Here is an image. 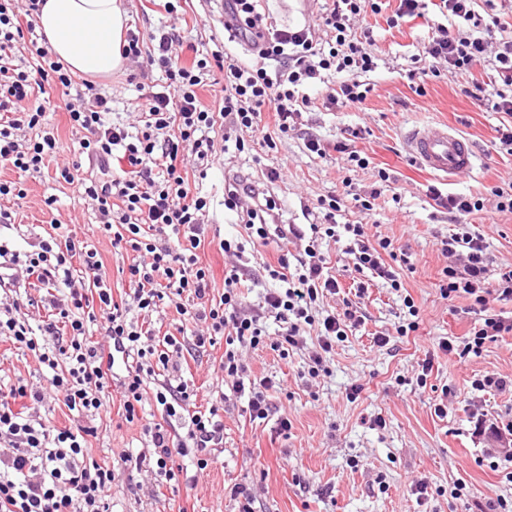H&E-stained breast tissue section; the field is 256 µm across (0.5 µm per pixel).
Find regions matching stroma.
<instances>
[{"mask_svg":"<svg viewBox=\"0 0 512 512\" xmlns=\"http://www.w3.org/2000/svg\"><path fill=\"white\" fill-rule=\"evenodd\" d=\"M126 4L131 28L141 35L171 24L182 29L184 63L215 50L246 63L254 60L247 45L225 36L222 0H184L174 16L154 0H126ZM260 10L277 24L310 25L321 40L330 37L320 19V0H262ZM366 22L374 31L378 66L362 76L371 88L363 110L325 109L318 100L327 87L318 85L310 92L317 103L304 113L301 132L330 143L352 138L354 149L370 160L367 169L350 168L345 155L333 150L322 157L309 154L301 132H294L257 160L247 153H227L200 186L211 199L209 234L231 237L241 227L236 211L224 206L225 174L261 184L275 200L283 223L305 226L317 221L316 214L304 210L312 199L343 193L347 179L353 192H369L378 169H389L398 179L396 190L378 199L372 231L407 253L410 268L402 273L401 290L375 280L368 282L367 290H358L363 276L355 271L345 242L322 239L320 247L329 253L332 273L342 290L320 301V309L338 308L347 301L361 315L360 324L328 355L327 372L316 378L306 373L308 356L317 342L311 330L284 357L268 349H244L253 379L269 377L280 383V391L271 395L275 415L253 422L243 410V401H230L224 409L220 464L181 478L176 488L165 489L158 497L152 493L154 479L148 474L116 480L108 492L112 512H177L179 503L189 496L197 498L200 512H242L244 500L232 492L236 486L252 490L254 512H472L475 502L512 497V481L505 477L507 463L492 467L488 441L472 434L474 413L512 419V393L480 391L473 385L486 375L512 374V332L486 343L477 356L462 358L439 350V341L445 339L462 343L480 325L482 315L472 311L467 296L446 300L440 295L442 269L447 264L441 240L452 234L453 227L426 193L427 186L434 184L451 193L484 198L483 211L473 214L470 222L472 231L482 234L489 247L493 260L489 279H496L500 268L512 266V213L496 211L491 193L512 180V154L494 146L505 116L491 103L481 104L461 94L457 81L445 72L427 80L424 94L415 93L408 74L423 56L433 24L432 7L397 28H388L371 16ZM129 70L136 73V84L123 76L100 83L112 98L113 119L127 124L134 120L131 103L137 84L153 85L162 79L155 68L133 64ZM51 99L57 107L50 122L63 150L46 160L40 174L28 179L19 223L6 229L5 235L22 245L51 223L69 225L97 249L112 288H127V279L118 273L128 264L126 254L115 250L100 232L93 210L76 187L56 179L58 168L77 159L80 134L58 107L59 91H52ZM430 124H445L469 137L479 154L477 168L450 180L416 164L406 151L405 134L412 127ZM272 167L282 177L270 183L265 174ZM51 195L57 202L50 208L45 200ZM276 256L277 245L271 242L246 245L238 258V265L255 278L244 292L247 304L260 302L271 287L262 265ZM407 296L418 309L419 327L401 336L397 328L409 320L403 303ZM380 334L389 338L382 347L374 342ZM223 353L220 344L204 353L183 351V378L206 391L215 388L222 376ZM428 356L433 369L421 385L416 381L419 365ZM0 374L37 386L49 384L32 354L1 340ZM354 385L361 392L353 400L348 392ZM439 403L444 413H436ZM283 412L291 422L285 431L277 424ZM378 417L384 419V426H375ZM97 426L90 449L97 461L120 464L122 453L139 451L145 444L141 425L123 423L118 415L103 418ZM420 481L427 483L428 494L419 502L411 487ZM457 483L464 484L465 490L455 499L450 490Z\"/></svg>","mask_w":512,"mask_h":512,"instance_id":"35a3bbf8","label":"stroma"}]
</instances>
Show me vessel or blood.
<instances>
[{"label": "vessel or blood", "instance_id": "vessel-or-blood-1", "mask_svg": "<svg viewBox=\"0 0 512 512\" xmlns=\"http://www.w3.org/2000/svg\"><path fill=\"white\" fill-rule=\"evenodd\" d=\"M407 150L423 168L448 178L473 170L478 155L468 138L445 126L410 129Z\"/></svg>", "mask_w": 512, "mask_h": 512}]
</instances>
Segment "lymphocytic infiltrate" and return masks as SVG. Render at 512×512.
I'll return each instance as SVG.
<instances>
[{"instance_id": "obj_1", "label": "lymphocytic infiltrate", "mask_w": 512, "mask_h": 512, "mask_svg": "<svg viewBox=\"0 0 512 512\" xmlns=\"http://www.w3.org/2000/svg\"><path fill=\"white\" fill-rule=\"evenodd\" d=\"M259 0H224L225 31L244 38L258 61L244 64L225 60L221 51L183 64L178 53L183 36L169 27L155 37L152 54L143 55L140 38L128 34L122 47L125 58H146L164 72L166 83L140 95L133 104L134 126L112 120V99L93 84L74 93L75 76L56 60L46 38L36 30L43 0H25L23 8L13 0H0V168L15 172L13 180H0V225L15 224L17 203L27 196L26 180L40 173L46 158L56 156L60 142L51 126L47 88L65 95L64 109L72 127L82 130L79 162L63 166L61 179L77 185L89 200L100 230L109 235L113 248L131 256L127 267L129 292L114 296L97 250L76 233H47L28 248L0 240V338L30 351L49 376V387L0 379V512H112L107 492L128 472H146L156 485L177 481L187 467L204 471L217 463L215 445L224 440L222 412L229 397L246 398L251 420L266 419L271 405L265 395L274 380L263 378L259 387L249 384V367L241 351L250 347L286 352L295 346L305 328L316 331L317 347L309 356L308 373L318 377L336 343L360 318L352 305L341 310L313 314L314 304L339 294L318 238L335 237L337 218L347 206H355L363 221L345 225L350 242L346 252L357 272L402 288L394 262L399 254L392 240L372 234L367 219L382 192L396 178L379 169L378 188L366 195L317 197L314 209L321 224L309 229L281 232L275 223L276 203L262 196L255 185L239 190L229 185L224 200L235 210L247 241L221 239L225 256L243 253L246 242L270 239L304 242L298 271H291L287 256H280L267 272L275 280L262 303L246 307L241 291L243 276L231 269L224 289L214 294L212 274L199 261L205 244L208 197L190 183L189 172L206 177L219 160L217 126L233 132L237 152L259 145L276 149V135L297 130L313 101L310 87L325 75L337 77V87L324 101L326 108L362 107L370 92L361 74L373 71L376 58L363 46L372 31L354 32L355 19L383 16L394 28L420 16L423 0H332L323 23L334 33L329 46H318L311 27H277L258 9ZM475 0H437L441 18L428 41L422 67L411 71L416 93L440 68L460 80L462 91L476 101L492 102L496 111L512 117V40L494 42L493 24L482 22ZM463 22L450 32L447 20ZM27 44L36 58L35 70L15 64L19 44ZM489 66L496 77L484 86L474 76ZM220 87L217 106L203 104L201 87ZM272 111L276 128L268 130L263 114ZM121 168H113V158ZM436 207L446 210L457 232L442 239L448 264L440 290L444 298L460 295L472 299L484 317L463 346L440 342L442 351L461 356L480 353L486 343L512 331V322L490 313V296L512 299V266L501 269L488 282L491 258L480 234L470 231L467 219L482 210L481 199L427 189ZM39 287L36 298H24L28 286ZM35 314L16 317L21 304ZM175 307L180 316L173 332L155 339L149 319L160 309ZM277 327L269 329L266 317ZM223 342L219 369L232 380L231 393L216 392L205 409L194 408L196 391L187 381L172 383L159 377L173 355L185 344L206 350ZM120 395L126 423H143L151 449L125 453L121 467L101 463L88 452L96 437L95 423L110 415L113 395ZM54 400L69 411L60 427L41 418L40 409ZM162 412L161 421L145 418L147 402Z\"/></svg>"}]
</instances>
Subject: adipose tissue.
<instances>
[{
    "instance_id": "obj_1",
    "label": "adipose tissue",
    "mask_w": 512,
    "mask_h": 512,
    "mask_svg": "<svg viewBox=\"0 0 512 512\" xmlns=\"http://www.w3.org/2000/svg\"><path fill=\"white\" fill-rule=\"evenodd\" d=\"M37 21L53 55L72 73L109 79L127 71L123 0H45Z\"/></svg>"
}]
</instances>
